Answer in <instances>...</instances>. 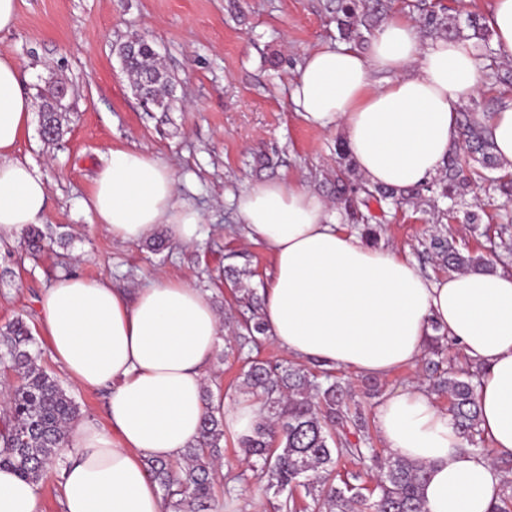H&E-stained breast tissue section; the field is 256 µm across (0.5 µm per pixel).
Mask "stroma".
<instances>
[{
  "label": "stroma",
  "mask_w": 512,
  "mask_h": 512,
  "mask_svg": "<svg viewBox=\"0 0 512 512\" xmlns=\"http://www.w3.org/2000/svg\"><path fill=\"white\" fill-rule=\"evenodd\" d=\"M326 0H17L19 24L0 33V51L22 65L24 86L38 95L49 83L68 87L65 133L45 142L31 129L16 155L49 177V206L40 223L46 249L30 254L22 241H0V328L23 320L36 337L39 365L63 380L80 406L81 420L106 421V391H85L66 381L40 333L38 303L62 273L106 278L129 291L155 274L209 291L221 316L233 296L224 284L227 265L249 266L263 290L272 270L267 247L247 241L235 200L251 183L295 180L325 194L337 166L342 133L305 122L290 90L303 56L336 41ZM135 33L154 43L174 79L175 102L161 112L136 98L117 54ZM139 149L173 169L179 197L203 217L199 245L151 252L146 242L123 244L82 208L113 149ZM482 221L432 223L424 206L391 211L380 244L410 258L425 275H441L435 261L419 258L420 241L442 232L474 254L485 252L493 214L512 211V200L476 184L461 204ZM361 411L373 417L383 398L423 380L422 366L386 376L346 375ZM224 459L244 478L235 486L232 512H259L264 485L250 470L233 434L224 436Z\"/></svg>",
  "instance_id": "1"
}]
</instances>
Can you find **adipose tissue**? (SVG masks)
<instances>
[{"instance_id": "obj_1", "label": "adipose tissue", "mask_w": 512, "mask_h": 512, "mask_svg": "<svg viewBox=\"0 0 512 512\" xmlns=\"http://www.w3.org/2000/svg\"><path fill=\"white\" fill-rule=\"evenodd\" d=\"M482 82L471 42L423 40L397 16L368 52L342 43L305 54L291 101L308 123L341 129L367 184L405 188L442 172L461 145L458 112ZM33 111L19 62L0 52V237L19 236L48 207L47 175L16 155ZM478 120L512 171V102ZM83 206L122 242L161 225L175 243L200 239V214L147 152L111 150ZM236 210L248 238L273 257L262 317L275 344L303 361L385 376L415 364L440 325L483 367L477 399L491 455L512 456V274L424 276L407 256L341 227L323 196L294 181L253 183ZM40 329L71 382L111 389L107 425L73 424L61 450L64 512H165L145 459L182 462L210 409L240 437L258 422L251 397L202 400L224 328L208 292L193 285L159 275L129 293L62 274L40 300ZM374 427L387 455L426 465L424 512H490L498 501L502 475L491 456L467 449L427 387L387 395ZM0 512H39L36 486L9 466L0 467Z\"/></svg>"}]
</instances>
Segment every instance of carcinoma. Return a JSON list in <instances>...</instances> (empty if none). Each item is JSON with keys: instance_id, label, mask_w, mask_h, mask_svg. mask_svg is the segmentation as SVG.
Returning a JSON list of instances; mask_svg holds the SVG:
<instances>
[{"instance_id": "1", "label": "carcinoma", "mask_w": 512, "mask_h": 512, "mask_svg": "<svg viewBox=\"0 0 512 512\" xmlns=\"http://www.w3.org/2000/svg\"><path fill=\"white\" fill-rule=\"evenodd\" d=\"M339 39L346 43L367 40L379 18L386 12L387 0H331ZM420 13L422 27L434 38H459L473 41L485 76L495 85L512 88V68L502 65L491 44V30L482 17L469 15L460 26L447 14V7L431 0L413 4ZM135 90L145 89L147 106L163 111L170 108L173 81L149 42L124 55ZM42 124L53 135L49 143L64 135V113L53 110L50 97L41 99ZM503 104V99L474 98L460 113L462 148L453 151L442 176L432 183L410 188L370 186L352 177L349 168L336 170L330 181V193L343 205L352 221L359 225L361 237L373 242L377 228L372 216L364 213L374 201L381 208L415 204L433 193L451 201L462 196L470 183L469 174L512 196V173L502 169L494 145L485 128L475 121L478 109ZM492 219L501 224L496 255L512 254V212L500 211ZM45 234L35 226L25 232V246L40 251ZM426 252L451 271L491 273L492 260L461 251L455 242L434 235L424 245ZM226 280L234 288L240 307L239 318L232 323L224 355H235L247 366L234 391L261 401L265 416L253 435L239 438L240 447L250 459L257 479L265 483L272 497L263 509L272 512H297L296 494L307 500L305 512H424L422 487L426 467L422 464L391 459L374 448L367 418L351 411L350 391L342 387L332 371L312 370L302 364L284 366L253 355L267 338L261 316L260 298L250 287L254 272L230 267ZM34 337L21 320L0 329V363L14 371L20 383L9 397L8 411L0 420V465L15 468L18 475L34 484L43 479L46 465L55 460L68 438L69 424L80 414L77 402L67 394L60 380L37 364L31 351ZM482 368L477 366L439 369L432 363L434 387L448 393L450 414L467 446L483 453L485 438L480 428L476 398L477 382ZM224 447V416L207 413L201 427V438L184 454L185 464L147 460L149 477L158 484L169 512H215L211 471ZM342 459L357 461L374 473V501H369L354 484L359 475L348 472L337 478L336 466ZM490 512H512V483L502 484L499 500Z\"/></svg>"}]
</instances>
